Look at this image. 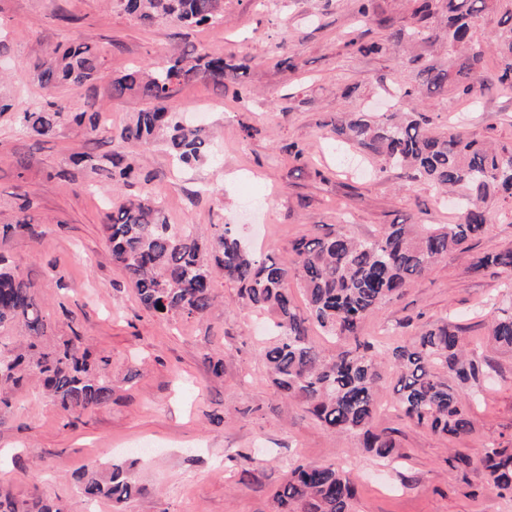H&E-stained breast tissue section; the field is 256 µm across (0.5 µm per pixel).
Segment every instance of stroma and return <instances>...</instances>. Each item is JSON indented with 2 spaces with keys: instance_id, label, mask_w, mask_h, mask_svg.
Listing matches in <instances>:
<instances>
[{
  "instance_id": "obj_1",
  "label": "stroma",
  "mask_w": 512,
  "mask_h": 512,
  "mask_svg": "<svg viewBox=\"0 0 512 512\" xmlns=\"http://www.w3.org/2000/svg\"><path fill=\"white\" fill-rule=\"evenodd\" d=\"M0 27L9 46L0 55L7 74L0 94L26 106L42 95L34 64L50 49L82 40L104 51L103 79L90 88L60 86L56 96L76 108L95 94L110 132L64 129L35 141L0 117V213L11 216L18 193H26L44 234H15L6 249L44 301L53 335L79 333L110 356L112 385L110 403L71 426L38 392L19 394L0 425V488L19 500L57 499L75 512H114L109 499L83 501L78 476L84 465H110L143 443L148 452L131 467L141 492L125 512H274L272 492L295 460L352 469L355 512H512V500L476 490L473 475L450 462L457 449L476 455L489 437L512 446V356L488 341L486 316L512 297L497 269L470 266L474 254L512 248V202L495 194L483 199L485 231L469 251L449 253L365 325L367 335L402 343L422 325L449 319L462 327L484 371L469 389L474 430L451 441L395 411L396 376L384 370L373 426L394 430L404 452L388 464L330 435L298 401L277 394L262 358L269 335L223 274L215 276L219 298L203 319L172 324L145 310L113 265L103 232L106 200L138 195L140 186L91 183L89 168L71 162L76 154L111 152L112 130L148 105L134 95L112 98L110 77L189 45L247 58L250 68L220 89L184 82L170 100L172 111L212 131L213 156L186 172L173 166L163 144L143 157L168 223L206 232L232 224L281 259L301 237L339 224L368 237L393 223H459L458 208L431 184L400 169H375L331 131L336 113L381 116L399 88L420 82V66L408 58L351 48L357 31L369 40L383 34L374 23L358 26L355 0H224L223 20L193 28L165 21L146 27L106 0H0ZM276 47L296 57L297 69L275 65ZM499 75L496 54L487 53V88L478 99L451 89L400 109L425 115L434 133L461 123L476 140L512 148V87ZM247 126L253 137L245 136ZM293 145L303 148L301 161L289 158ZM211 356L223 359L222 376L211 373ZM245 453L252 457L247 465Z\"/></svg>"
}]
</instances>
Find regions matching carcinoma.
<instances>
[{"instance_id":"cac0c4a2","label":"carcinoma","mask_w":512,"mask_h":512,"mask_svg":"<svg viewBox=\"0 0 512 512\" xmlns=\"http://www.w3.org/2000/svg\"><path fill=\"white\" fill-rule=\"evenodd\" d=\"M437 0H414L409 28L379 20L388 31L382 41L354 39L359 53L391 51L402 54L414 43L440 38L458 52L456 70L428 64L420 71L421 87L404 89L396 97L441 93L450 87L473 97L480 85L479 70L486 48L474 41L478 15L498 7L499 0H445L439 27L431 26ZM111 7L151 26L167 20L182 27L217 22L224 0H108ZM500 79L512 82V8L503 13L495 41ZM249 69L248 60H226L176 49L150 66L133 67L110 80L112 97L136 94L150 106L134 113L112 135L115 148L93 163L94 174L115 185L127 184L136 161L125 146L148 148L163 142L176 166L192 168L210 153L209 135L189 126L168 109L178 87L200 77L217 87L230 76ZM45 99L36 109L22 108L0 95V116L10 114L25 136L49 138L63 128L85 135L104 128L103 108L94 97L74 111L55 98V89L82 86L102 77L101 52L81 41L58 46L36 65ZM336 140L352 142L371 156L380 169L401 168L452 193L469 187L477 199L462 198L460 224H389L377 235L359 238L340 225L292 246L285 261L261 254L242 241L230 224L203 236L192 224L165 221L161 202L144 196L129 199L106 214L104 229L112 255L134 288L143 307L159 319H201L215 305L213 273L217 270L237 287L238 300L254 313L272 316L274 341L263 361L277 391L301 403L319 425L357 447L389 460L402 456L393 432L373 429L382 369L397 375L395 409L409 422L443 438L459 439L473 432L469 394L463 388L479 376V367L462 330L445 320L423 326L411 342L377 350L364 332V322L383 305L404 295L409 285L453 251L484 232L486 215L478 199L489 193L512 200V149L469 139L456 129L435 135L416 112H390L375 119L364 112L336 113ZM29 199L19 205L22 216L0 225V424L12 407L14 393L36 381L67 421L99 409L112 400V386L101 371L110 358L81 337H61L47 345L51 323L20 267L1 249L10 233L26 231L38 239L40 225L28 214ZM497 267L512 275V249L482 252L471 257L474 270ZM303 290L306 311L297 310L290 283ZM325 337L353 347L328 354L309 336L310 326ZM489 335L496 348L512 353V310L489 312ZM454 460L465 471L474 469L482 487L512 498V446L487 440L477 461L464 453ZM84 501L106 497L122 508L141 492L123 464L104 471L90 466L79 477ZM357 479L353 471L333 464L298 463L273 495L277 512H352ZM0 512H75L58 500L34 497L18 501L0 491Z\"/></svg>"}]
</instances>
